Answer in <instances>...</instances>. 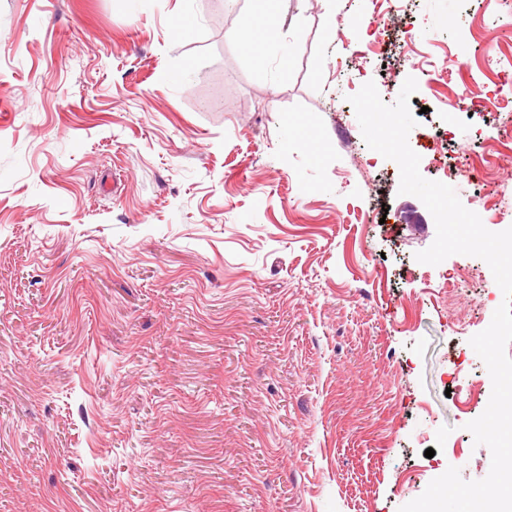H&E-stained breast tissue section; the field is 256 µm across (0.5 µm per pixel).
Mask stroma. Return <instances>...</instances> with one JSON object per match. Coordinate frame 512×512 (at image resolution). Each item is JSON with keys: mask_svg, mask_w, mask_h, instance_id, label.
<instances>
[{"mask_svg": "<svg viewBox=\"0 0 512 512\" xmlns=\"http://www.w3.org/2000/svg\"><path fill=\"white\" fill-rule=\"evenodd\" d=\"M511 61L512 0H0V512H398L484 479L499 287L416 260L434 220L349 98L415 78L421 173L512 216Z\"/></svg>", "mask_w": 512, "mask_h": 512, "instance_id": "obj_1", "label": "stroma"}]
</instances>
